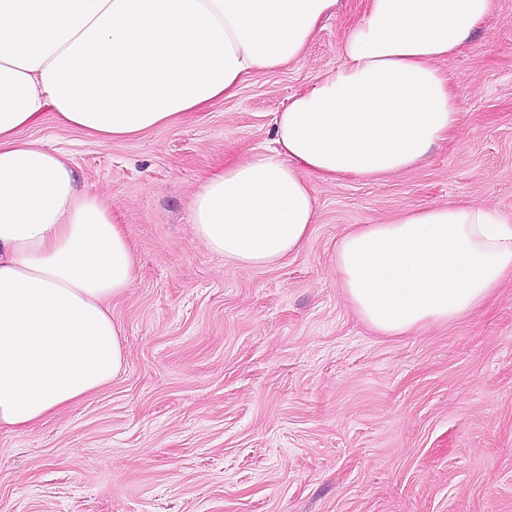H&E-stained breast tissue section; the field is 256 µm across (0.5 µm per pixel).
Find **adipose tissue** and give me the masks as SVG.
<instances>
[{
	"mask_svg": "<svg viewBox=\"0 0 512 512\" xmlns=\"http://www.w3.org/2000/svg\"><path fill=\"white\" fill-rule=\"evenodd\" d=\"M493 0H369L339 65L293 95L271 147L205 175L195 236L241 268L299 252L311 179L380 180L456 135L438 67ZM338 0H0V428L24 430L112 381L124 363L112 298L131 249L65 154L22 139L46 114L100 142L164 126L299 60ZM347 302L376 331L451 323L512 280V220L457 199L360 224L336 243Z\"/></svg>",
	"mask_w": 512,
	"mask_h": 512,
	"instance_id": "adipose-tissue-1",
	"label": "adipose tissue"
}]
</instances>
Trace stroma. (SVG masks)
<instances>
[{
  "mask_svg": "<svg viewBox=\"0 0 512 512\" xmlns=\"http://www.w3.org/2000/svg\"><path fill=\"white\" fill-rule=\"evenodd\" d=\"M365 5L340 0L298 62L174 124L104 143L50 117L24 131L110 208L136 277L109 304L120 374L0 428V512H512V282L448 326L384 336L335 271L358 224L456 199L512 216V0L439 64L459 134L389 179L315 183L301 251L239 268L189 222L200 179L270 143Z\"/></svg>",
  "mask_w": 512,
  "mask_h": 512,
  "instance_id": "stroma-1",
  "label": "stroma"
}]
</instances>
